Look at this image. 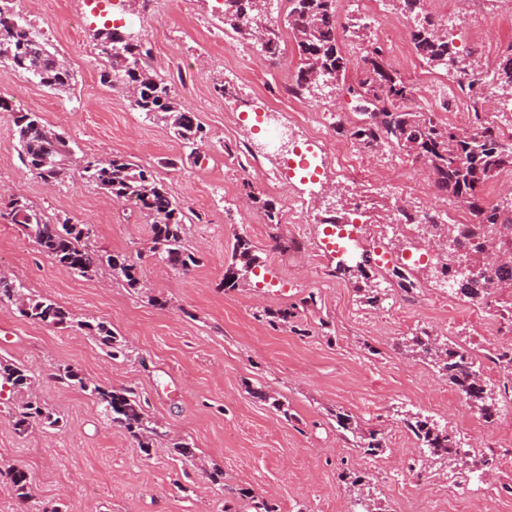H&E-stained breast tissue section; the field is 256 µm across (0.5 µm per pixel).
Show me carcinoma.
I'll use <instances>...</instances> for the list:
<instances>
[{
  "mask_svg": "<svg viewBox=\"0 0 512 512\" xmlns=\"http://www.w3.org/2000/svg\"><path fill=\"white\" fill-rule=\"evenodd\" d=\"M286 15L288 31L295 42L299 70L292 92L302 98L319 93L317 84L309 81L315 71L341 82L345 79L347 60L342 55L337 40V12L339 0H289ZM390 6L403 14L413 15L415 22L411 33L416 53L432 68L451 71L450 62L463 60L448 33L424 9L423 0H388ZM260 10L256 0H224V25L230 27L241 39L260 47L271 59L279 58L283 36L278 28H263L257 24ZM122 35L119 27L103 23L96 30L94 39L100 52L109 60L110 68L101 74L105 83L133 86L137 89L135 106L147 115L159 114L166 120L174 135L184 143L193 145L203 139V128L195 122L193 113L176 99L171 82L153 74L147 66L150 49L139 41L119 44L120 51H108L112 42ZM360 77L348 86L347 91L356 102V108L366 111L369 121L352 132L356 144L373 151L381 146L385 151L404 153L415 162L425 164L433 175L435 188L446 192L458 203L465 205L474 221L471 224H441L434 216L410 215L413 224L427 225L429 236L450 234L452 251L463 256H481L484 245L497 239L505 246L512 241V204L486 205L478 197L480 189L495 179L502 171L512 168V146L501 142L500 128L479 115V104L484 101L482 87L492 82L512 89V53L504 56L486 80L479 74L459 89L473 104L476 126L466 134L460 129L442 124L424 112L408 106L413 87L384 61V51L374 46L361 57ZM0 66L21 72L53 91L72 89L75 78L72 70L59 59L41 34L23 17L0 4ZM18 139V158L29 171L47 181L63 182L70 177L67 164L70 154L65 134L49 127L42 118L31 112L15 116ZM83 177L91 186L102 190L114 199L132 201L153 218L152 251L158 258L175 269L187 270L196 264V258L184 250L186 215L173 200L164 184L147 167L133 158L114 155L107 163L89 161L83 167ZM11 223L27 226L34 231L35 243L47 253L62 270L81 277L95 275L106 265L114 275L121 277L130 288L141 287L137 265L125 256L102 253L91 248L84 230L85 224H71L64 220L58 224L30 204L14 198L7 205ZM258 256L252 245L240 238L234 247L232 263L224 271V286L238 284L236 272L249 271L256 266ZM485 281L476 283L463 277L457 280V294L473 299L484 292ZM22 283L0 278V303L10 302L19 313L38 323L68 325L73 322L71 313L55 301L27 295ZM95 336L100 348L110 357L119 353L112 329L99 322L81 323ZM407 352L429 360L437 372L457 386L464 403L490 420L499 414V399L506 394L512 382V348L499 353L495 364L502 372L499 397L491 390L474 369V357L457 344L428 338L412 337L404 344ZM52 378L68 386H77L92 397L101 407L103 415L122 427L144 451H149L153 440L162 435L159 427L149 417L146 401L131 388H104L87 381L69 366L57 367ZM35 375L26 367L7 359H0V390L21 393L25 400L14 408V429L18 435L28 433L36 424L46 428L59 426L60 417L32 397ZM340 428L352 434L353 442L366 455L383 451L382 438L372 432L360 435L352 426L347 414H336ZM426 456L445 460L450 449L457 446L454 437L443 427L436 426L418 416L403 418ZM6 477L16 498L23 504L32 501V487L26 471L18 467L8 469Z\"/></svg>",
  "mask_w": 512,
  "mask_h": 512,
  "instance_id": "carcinoma-1",
  "label": "carcinoma"
}]
</instances>
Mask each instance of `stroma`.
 I'll return each mask as SVG.
<instances>
[{
  "instance_id": "obj_1",
  "label": "stroma",
  "mask_w": 512,
  "mask_h": 512,
  "mask_svg": "<svg viewBox=\"0 0 512 512\" xmlns=\"http://www.w3.org/2000/svg\"><path fill=\"white\" fill-rule=\"evenodd\" d=\"M215 0H116L123 31L151 50L148 65L173 84L194 113L205 138L187 146L165 122L146 118L126 91L103 83L108 62L92 41L98 11L84 0H16L15 10L48 38L76 75L73 90L54 92L24 74L0 67V95L14 109L0 112V212L23 198L50 219L92 227L93 249L134 261L142 287H127L111 270L84 278L60 270L20 226L0 215V272L25 292L67 308V328L21 316L0 303V358L24 365L37 378L36 394L60 418L58 428L33 426L18 436L0 405V468L22 467L39 512H224L234 503L247 512L251 498L279 512H512V494L483 499L477 480L462 483L456 467L423 466V452L402 422L405 412L445 427L464 445L512 448V402L503 401L488 423L453 397L428 363L401 349L430 334L471 349L482 373V346L491 335L467 319V298L445 294L438 257H424L421 231L404 234L388 221L395 210L390 187L411 181L412 201L443 216L457 205L433 189L425 167L395 153H376L379 176L340 174L326 139L345 138L361 116L346 93L358 77L368 42L385 50L389 65L418 84L414 106L443 115L462 94L453 74L429 67L416 54L413 22L387 0H340L338 41L349 59L346 82L334 93L305 100L306 117L288 89L296 75L292 38L276 61L256 44L225 29ZM477 20H457L460 50L498 65L512 53V34L495 16L496 0H477ZM34 112L65 133L72 176L43 180L19 161L15 112ZM288 126L291 145L307 149L318 167L312 179L272 180L268 134L255 115ZM116 154L150 168L188 216L185 246L196 265L177 270L151 250V221L131 202L89 186L85 162ZM309 205L310 223L296 221L295 203ZM277 223H268L263 203ZM358 212L394 264L410 263L412 293L397 288L379 266L359 265L331 243L328 218ZM259 258L246 281L222 287L237 239ZM379 292L367 305L366 289ZM316 303L303 307L308 296ZM289 310L287 321L273 313ZM102 322L121 341L109 358L87 326ZM71 366L109 388H133L164 437L151 451L107 420L78 387L51 377ZM361 431H380L385 449L366 456L336 429V412ZM189 443L195 457L172 452ZM224 473L212 483L213 470ZM369 477L371 494L358 505L342 475Z\"/></svg>"
}]
</instances>
